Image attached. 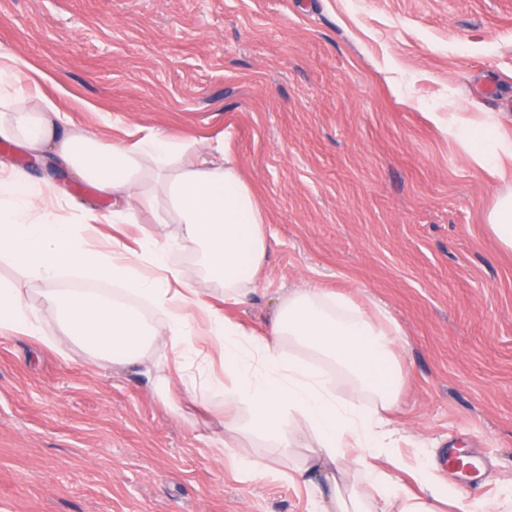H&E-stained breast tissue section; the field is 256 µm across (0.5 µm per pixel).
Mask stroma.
<instances>
[{
  "label": "stroma",
  "mask_w": 512,
  "mask_h": 512,
  "mask_svg": "<svg viewBox=\"0 0 512 512\" xmlns=\"http://www.w3.org/2000/svg\"><path fill=\"white\" fill-rule=\"evenodd\" d=\"M28 66L62 130L101 146L134 127L209 142L231 130L268 216L272 252L250 302L227 316L262 331L305 284L383 305L402 329L393 421L457 486L447 452H475L466 490L512 480V251L487 227L512 158L485 170L456 117L512 140V0H0V56ZM33 153L0 141V170ZM53 181V180H50ZM55 216L112 199L64 170ZM43 331L41 284L8 261ZM223 397L172 412L141 365L0 332V512H309L307 493L224 453Z\"/></svg>",
  "instance_id": "stroma-1"
}]
</instances>
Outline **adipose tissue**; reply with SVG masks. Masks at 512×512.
Segmentation results:
<instances>
[{
	"label": "adipose tissue",
	"instance_id": "obj_1",
	"mask_svg": "<svg viewBox=\"0 0 512 512\" xmlns=\"http://www.w3.org/2000/svg\"><path fill=\"white\" fill-rule=\"evenodd\" d=\"M26 65L0 63V140L55 153L82 179L112 197V224L135 223L143 211L179 227L178 238L144 232L137 249L93 242L89 218L61 224L49 207L50 187L25 172L0 173V259L45 284V300L59 315L64 336L119 365L141 363L158 336L170 355L155 365L152 384L169 398L174 380L190 392L223 396L224 429L232 438H257L268 451L245 458L249 473L273 472L314 492L311 512H500L501 500L461 497L427 464L415 471L418 492L405 491L392 471L399 431L391 415L402 387L397 325L368 313L353 298L314 285L279 297L264 333L227 317L185 278L172 252L190 248L203 280L224 298L247 302L272 246L267 218L242 178L231 134L203 145L166 132L135 127L127 140L101 149L84 132H64L59 109L43 95L22 92ZM82 268L131 285L130 296L101 298L56 289L61 273ZM0 330L55 345L23 295L0 283ZM348 381L368 406L346 403L334 388Z\"/></svg>",
	"mask_w": 512,
	"mask_h": 512
}]
</instances>
